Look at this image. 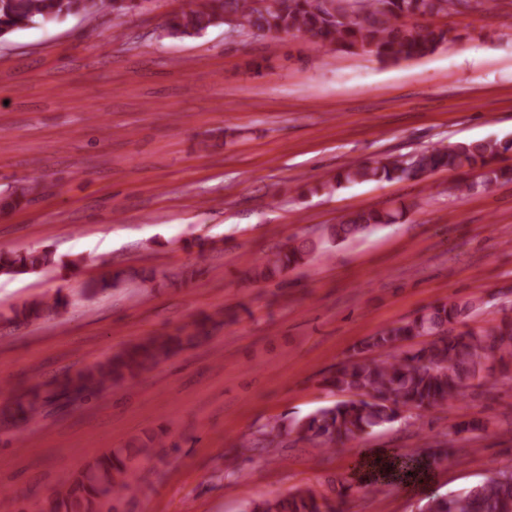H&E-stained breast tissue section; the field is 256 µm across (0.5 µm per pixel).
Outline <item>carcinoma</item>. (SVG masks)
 Masks as SVG:
<instances>
[{"mask_svg": "<svg viewBox=\"0 0 512 512\" xmlns=\"http://www.w3.org/2000/svg\"><path fill=\"white\" fill-rule=\"evenodd\" d=\"M194 0L188 10L166 19L165 27L177 34L198 35L224 16L236 20V29L256 36L308 35L330 50L372 55L381 61L421 58L451 41L450 30L425 18L456 10L460 0ZM135 7L134 0H0V31L6 34L39 20L51 23L82 14L93 20L104 11L121 16ZM410 18L414 23L408 24ZM512 152V139L462 142L448 148H425L408 156H388L374 162L352 161L334 180L310 189L334 191L345 184L421 179L439 169L478 172V180L456 186L465 196L480 185L512 182V166L499 160ZM404 212L369 210L349 215L323 230L326 242H343L378 224H395ZM317 245L309 239H291L266 254L249 271L254 281H269L306 264ZM48 251L29 250L0 254V272L27 274L53 264ZM67 306L60 294L43 296L15 311L28 322ZM482 310L479 299L460 298L427 306L414 316L364 339L352 359L323 378V386L347 398L271 427L262 447H279L278 438L295 435L327 452L336 443L354 440L376 428L391 425L410 411L416 417L436 407L458 402L468 389L485 387L486 364L495 360L503 376L512 373V316H504L485 330L468 327ZM182 346L179 336L149 338L74 374L54 379L50 393L91 396L99 390L138 376L149 366L174 355ZM41 391L15 395L5 410L18 422L39 411ZM441 455L425 459L414 450L398 459L408 473L438 466ZM137 489L127 464L115 454L99 459L85 475L74 480L51 502L50 512H93L100 499H119ZM248 512H336L329 499L310 489L284 497L252 501ZM424 512H512V469L500 470L487 480L433 498Z\"/></svg>", "mask_w": 512, "mask_h": 512, "instance_id": "carcinoma-1", "label": "carcinoma"}]
</instances>
